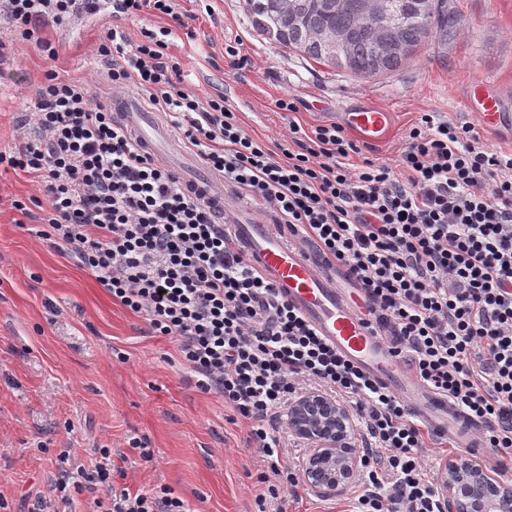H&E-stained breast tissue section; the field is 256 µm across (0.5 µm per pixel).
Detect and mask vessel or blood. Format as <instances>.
<instances>
[{
	"label": "vessel or blood",
	"mask_w": 512,
	"mask_h": 512,
	"mask_svg": "<svg viewBox=\"0 0 512 512\" xmlns=\"http://www.w3.org/2000/svg\"><path fill=\"white\" fill-rule=\"evenodd\" d=\"M471 93L480 103L486 125L501 117L499 98L485 94L482 81ZM106 103L114 118L133 132L141 148L163 165L176 170L185 189L204 201L231 228L237 247L250 264L299 312L311 327L365 374L410 402L414 412L435 431L455 440L461 447L479 445L474 424L447 397L425 388L418 379L399 367L379 329L367 323L351 306L338 286L335 271L325 268L308 251L287 241L271 224L258 220L253 211L220 188V179L208 172L201 160L176 141L172 130L130 89L113 90ZM344 126L369 142L387 133L390 116L378 108L362 106L342 113Z\"/></svg>",
	"instance_id": "1"
}]
</instances>
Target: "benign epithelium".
<instances>
[{
    "instance_id": "obj_1",
    "label": "benign epithelium",
    "mask_w": 512,
    "mask_h": 512,
    "mask_svg": "<svg viewBox=\"0 0 512 512\" xmlns=\"http://www.w3.org/2000/svg\"><path fill=\"white\" fill-rule=\"evenodd\" d=\"M364 9L382 21L389 20L386 0H365ZM288 427L312 447L302 468L309 487L333 491L352 479L359 459L347 406L325 394H305L290 404ZM442 489L441 512H512V483L465 457L445 465Z\"/></svg>"
}]
</instances>
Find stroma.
Listing matches in <instances>:
<instances>
[{"label": "stroma", "mask_w": 512, "mask_h": 512, "mask_svg": "<svg viewBox=\"0 0 512 512\" xmlns=\"http://www.w3.org/2000/svg\"><path fill=\"white\" fill-rule=\"evenodd\" d=\"M456 19L448 45L426 42L394 72L359 78L303 59L259 35L243 0H179L194 15L192 35L176 32L169 51L182 64L184 87L199 96L223 95L255 139L276 146L290 126L308 131L337 124L346 108L370 105L389 112L391 127L379 144L362 143L361 155L397 160L421 113L470 123L481 144L512 153V122L487 128L469 88L485 80L512 113V0H447ZM163 17L99 14L47 24L43 37L58 50L49 59L36 47H14L0 63V152L19 144L17 120L36 98L48 72L88 80L99 97L97 47L107 28L137 42L142 29ZM254 63L227 66L226 48ZM290 99L294 111L278 109ZM39 184L0 166V499L6 512H33L60 465L93 470L99 451H112L121 486L166 485L197 512H256L262 490L256 477L267 466L250 426L233 421L222 398L197 388L178 363L172 340L150 335L146 320L113 300L95 278L36 235L43 210ZM27 204L14 209V200ZM148 441L150 458L130 447ZM362 491L359 478L322 493L299 484L287 512H349Z\"/></svg>", "instance_id": "35a3bbf8"}]
</instances>
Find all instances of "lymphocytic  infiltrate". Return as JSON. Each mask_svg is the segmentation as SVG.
<instances>
[{
	"label": "lymphocytic infiltrate",
	"instance_id": "f902f5d3",
	"mask_svg": "<svg viewBox=\"0 0 512 512\" xmlns=\"http://www.w3.org/2000/svg\"><path fill=\"white\" fill-rule=\"evenodd\" d=\"M77 0H0L16 41L48 58L45 22L63 24ZM171 29L138 42L109 29L98 47L113 85L134 86L182 130L197 155L266 203L280 233L313 241L390 332L391 354L434 393L485 424L484 447L512 455V154L480 144L471 125L421 113L396 165L363 158L336 125L294 126L270 148L223 99L182 86ZM24 142L0 164L37 179L46 198L38 236L70 255L111 294L177 344L198 386L249 422L267 460L257 475L258 512L278 503L295 472L282 467L276 431L302 384L341 396L357 411L370 448L359 512H440L426 477L424 431L399 399L363 374L280 299L179 177L144 153L81 79L49 73L23 126ZM385 449L378 458L376 449ZM93 472L61 470L53 512L83 484L104 488L99 512H194L164 486L117 487L112 451Z\"/></svg>",
	"mask_w": 512,
	"mask_h": 512
}]
</instances>
